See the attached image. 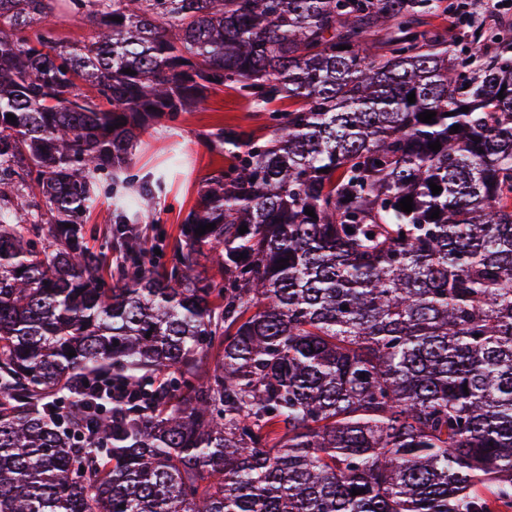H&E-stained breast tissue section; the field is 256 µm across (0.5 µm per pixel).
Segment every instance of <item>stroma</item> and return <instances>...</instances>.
<instances>
[{"mask_svg":"<svg viewBox=\"0 0 512 512\" xmlns=\"http://www.w3.org/2000/svg\"><path fill=\"white\" fill-rule=\"evenodd\" d=\"M468 4L466 15L448 17L437 10L422 16L423 27L437 29L451 48L459 50L469 43L470 26L479 23L512 43V4L490 11L486 0H455ZM262 105L233 89L210 93L197 110L174 121H161L140 135L132 151L129 171L142 176H165L163 191L141 200V215L150 221L143 226L149 241H172L188 211L198 200L202 181L228 170L227 153L214 149L211 140L219 129L241 126L255 135L267 132Z\"/></svg>","mask_w":512,"mask_h":512,"instance_id":"1","label":"stroma"}]
</instances>
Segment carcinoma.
<instances>
[{"instance_id":"carcinoma-1","label":"carcinoma","mask_w":512,"mask_h":512,"mask_svg":"<svg viewBox=\"0 0 512 512\" xmlns=\"http://www.w3.org/2000/svg\"><path fill=\"white\" fill-rule=\"evenodd\" d=\"M64 2L94 41L0 0V512L511 509L508 50L434 0ZM226 87L294 107L217 133L160 269L130 149ZM53 21L57 36L64 44L88 43L95 35V28L88 20H74L63 6L58 7Z\"/></svg>"}]
</instances>
